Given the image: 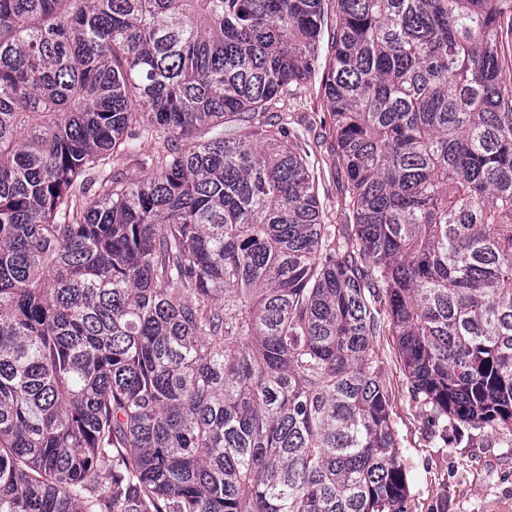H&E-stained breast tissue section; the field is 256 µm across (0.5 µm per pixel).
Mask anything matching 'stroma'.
Here are the masks:
<instances>
[{
	"label": "stroma",
	"mask_w": 512,
	"mask_h": 512,
	"mask_svg": "<svg viewBox=\"0 0 512 512\" xmlns=\"http://www.w3.org/2000/svg\"><path fill=\"white\" fill-rule=\"evenodd\" d=\"M273 112L284 122L302 124V146L311 154L321 206L326 214L336 216L344 174L334 160L320 79H313L293 97H280ZM374 348L383 362L382 382L407 470V512H512V434L460 430L444 440L434 436L410 395L393 336L376 337Z\"/></svg>",
	"instance_id": "stroma-1"
}]
</instances>
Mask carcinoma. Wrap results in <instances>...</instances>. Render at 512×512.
<instances>
[{
    "mask_svg": "<svg viewBox=\"0 0 512 512\" xmlns=\"http://www.w3.org/2000/svg\"><path fill=\"white\" fill-rule=\"evenodd\" d=\"M326 2L0 0V512H407L386 329L512 434V0H333L322 64ZM321 76L300 88L296 95L288 99V94L282 95L274 108L273 115H279L286 122L292 119L299 121L305 127V138L302 147L311 153L309 158L313 166V174L317 185L318 196L323 211L332 221L341 220L336 211V200L339 189L344 181V172L336 169L332 146L331 120L322 108ZM337 215V219H336ZM332 216V217H331Z\"/></svg>",
    "mask_w": 512,
    "mask_h": 512,
    "instance_id": "cac0c4a2",
    "label": "carcinoma"
}]
</instances>
